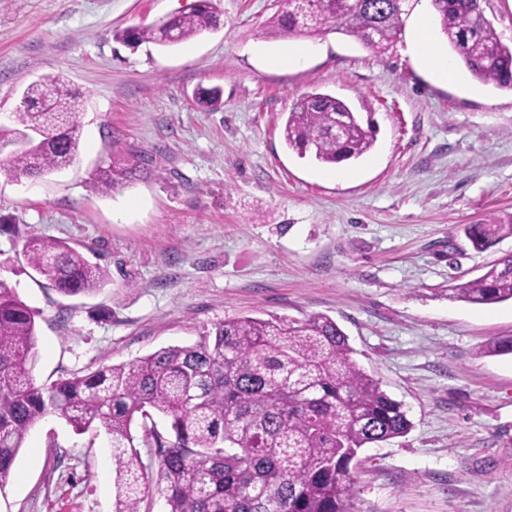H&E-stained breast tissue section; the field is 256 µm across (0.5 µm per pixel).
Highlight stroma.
Masks as SVG:
<instances>
[{
	"mask_svg": "<svg viewBox=\"0 0 512 512\" xmlns=\"http://www.w3.org/2000/svg\"><path fill=\"white\" fill-rule=\"evenodd\" d=\"M215 28L173 47L131 48L116 30L188 14L197 0H0V113L41 76L82 101L66 169L0 180V279L36 314L37 382L129 363L242 315L336 320L354 358L400 401L407 434L360 450L359 512H512V302L471 305L451 286L512 255L466 228L512 219V92L455 64L442 80L415 33L448 54L431 0L378 55L329 32L298 39L277 66L267 36L277 0H211ZM219 89L213 107L199 89ZM348 100L375 129L355 163L321 165L284 144L306 92ZM134 147L148 171L116 191L102 168ZM67 242L105 268L89 295L60 294L23 254L27 238ZM101 427L49 414L30 430L0 512H116Z\"/></svg>",
	"mask_w": 512,
	"mask_h": 512,
	"instance_id": "1",
	"label": "stroma"
}]
</instances>
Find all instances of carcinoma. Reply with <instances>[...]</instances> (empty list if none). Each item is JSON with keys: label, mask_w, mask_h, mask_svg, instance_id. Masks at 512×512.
I'll return each instance as SVG.
<instances>
[{"label": "carcinoma", "mask_w": 512, "mask_h": 512, "mask_svg": "<svg viewBox=\"0 0 512 512\" xmlns=\"http://www.w3.org/2000/svg\"><path fill=\"white\" fill-rule=\"evenodd\" d=\"M449 47L473 78L512 92V45L476 9V0H432ZM406 0H279L270 34L315 37L336 30L384 54L400 39ZM216 26L209 0L191 14L115 38L135 48L183 42ZM57 105L51 114L47 105ZM82 103L59 77L28 86L13 126L0 142L44 133L32 148L0 161V176L15 179L57 171L75 159ZM282 137L301 159L320 164L357 160L374 145L358 113L330 94L308 92L294 102ZM102 171L110 191L143 167L138 151ZM473 248L484 251L512 237V221L468 226ZM28 263L58 292L73 296L104 287L107 273L66 243L32 237ZM448 299L473 305L512 300V256L476 279L448 289ZM355 350L334 319L239 317L220 322L188 346L160 348L132 363L103 366L49 386L34 378V313L0 280V490L31 427L54 413L74 431L101 426L112 447L118 512H140L152 485L168 512H358L351 464L361 448L406 434L401 403L354 359ZM168 428L144 431L158 469L142 462L132 424L151 412Z\"/></svg>", "instance_id": "1"}]
</instances>
